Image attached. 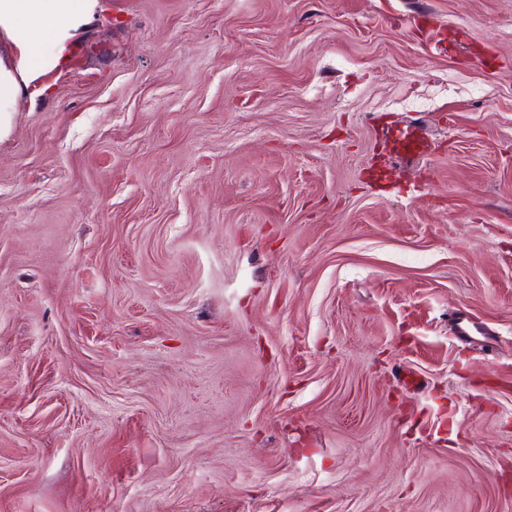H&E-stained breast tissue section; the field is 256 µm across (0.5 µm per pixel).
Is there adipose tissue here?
Masks as SVG:
<instances>
[{"instance_id": "obj_1", "label": "adipose tissue", "mask_w": 512, "mask_h": 512, "mask_svg": "<svg viewBox=\"0 0 512 512\" xmlns=\"http://www.w3.org/2000/svg\"><path fill=\"white\" fill-rule=\"evenodd\" d=\"M97 7L98 0H0V30L12 45L0 55V132L23 88L65 59L71 39Z\"/></svg>"}]
</instances>
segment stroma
Here are the masks:
<instances>
[{
    "label": "stroma",
    "mask_w": 512,
    "mask_h": 512,
    "mask_svg": "<svg viewBox=\"0 0 512 512\" xmlns=\"http://www.w3.org/2000/svg\"><path fill=\"white\" fill-rule=\"evenodd\" d=\"M87 28L0 135V512H512V0ZM385 139L392 143L390 153L397 158H420L424 154V142L412 131L395 134L387 130Z\"/></svg>",
    "instance_id": "1"
}]
</instances>
